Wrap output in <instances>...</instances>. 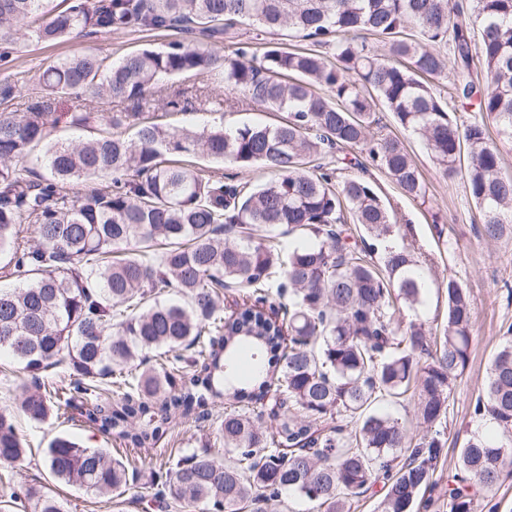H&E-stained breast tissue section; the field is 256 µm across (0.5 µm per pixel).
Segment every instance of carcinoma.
Wrapping results in <instances>:
<instances>
[{"label": "carcinoma", "mask_w": 512, "mask_h": 512, "mask_svg": "<svg viewBox=\"0 0 512 512\" xmlns=\"http://www.w3.org/2000/svg\"><path fill=\"white\" fill-rule=\"evenodd\" d=\"M260 41L235 42L243 23ZM181 30L210 40L144 46L116 61L93 53L47 65L33 87L0 83V101L22 92V113L0 114V352L37 374L0 407V463L27 448L14 419L46 420L60 405L126 448L154 447L172 426L216 417L229 459L203 451L152 473L166 508L241 512L293 494L317 512H347L381 482L380 512H412L445 447L443 420L465 370L473 299L456 278L433 285L371 181L345 170L371 165L400 192L426 201L417 164L385 134L376 103L418 137L448 176L462 178L483 235L512 233V176L489 127L512 142V0H0V45L17 31L38 43L79 33ZM273 36L301 38L290 50ZM233 49L221 54L213 43ZM451 45L453 62L438 51ZM452 70L451 97L478 117L460 127L434 88ZM207 77L251 108L285 112L276 125L173 129L157 113L211 112L199 88L155 97L160 85ZM78 99L72 123L96 130L51 138L52 96ZM101 100L130 111H102ZM136 118L125 138L114 129ZM361 148L365 161L347 158ZM30 166H17L20 159ZM273 175L249 188L206 173L198 159ZM366 238L349 242L346 224ZM300 233L296 244L282 237ZM444 290L448 314L435 331L404 309ZM246 300L225 311L219 290ZM177 290L179 300L147 305ZM251 351L242 373L239 351ZM144 351L154 364L141 368ZM419 388L417 417L431 433L402 464L407 428L381 404ZM284 393L292 409L269 421L247 405ZM236 406L220 410L224 400ZM473 413L484 426L459 452L463 477L448 485V512H478V493L512 465V340L492 357ZM359 421L353 433L328 425ZM45 464L58 480L107 499L133 475L106 448L54 438ZM32 512H65L39 488L12 492Z\"/></svg>", "instance_id": "obj_1"}]
</instances>
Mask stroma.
<instances>
[{
    "mask_svg": "<svg viewBox=\"0 0 512 512\" xmlns=\"http://www.w3.org/2000/svg\"><path fill=\"white\" fill-rule=\"evenodd\" d=\"M173 38L169 32H126L112 35L77 36L55 44L20 38L8 62H0V81L20 74L36 79L45 63L75 54L93 52L114 59L147 45L159 48ZM276 112L222 109L205 115L171 116L173 125L196 128L205 124L235 126L242 123H277ZM388 132L398 136L415 159L427 184L425 202L399 194L390 179L373 171L372 179L381 198L396 202L397 219L405 225L407 243L421 247L423 268L428 277H456L469 288L474 301L470 359L455 384L448 406L446 444L433 475V487L427 495V512H448L443 490L458 471V450L478 428L473 403L482 394L490 361L507 337L512 336V236L486 239L481 233L478 211L461 179L448 177L427 153L421 141L396 124L390 113L380 115ZM16 427L28 452L23 460L0 464V498L24 486H40L60 500L66 512H160L156 504L144 498L143 486L161 462L203 450L223 458L224 443L216 421L201 424L187 421L168 430L146 451L126 453L115 440L84 426L76 411L52 416L34 423L26 417L16 419ZM67 435L83 446L110 449L112 455H130L137 470L133 484L119 500L111 501L55 480L44 465L45 451L54 437Z\"/></svg>",
    "mask_w": 512,
    "mask_h": 512,
    "instance_id": "stroma-1",
    "label": "stroma"
}]
</instances>
